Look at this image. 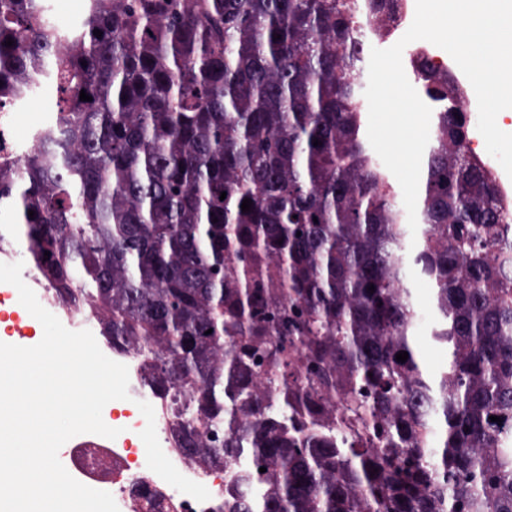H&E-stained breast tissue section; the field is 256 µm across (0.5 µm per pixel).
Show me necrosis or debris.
Masks as SVG:
<instances>
[{"label":"necrosis or debris","instance_id":"1","mask_svg":"<svg viewBox=\"0 0 512 512\" xmlns=\"http://www.w3.org/2000/svg\"><path fill=\"white\" fill-rule=\"evenodd\" d=\"M406 26L405 7H398L393 17L385 20L374 17L368 9H361L356 22L357 37L363 45L361 63H368L372 48L378 44L398 41ZM50 119L47 112L19 111L0 115V145L10 151L15 160H22L25 151L20 132L46 125ZM22 278L33 289L39 303L57 316L67 329L94 332L100 328V317L87 314L79 304L62 302L56 290L45 282L37 266L24 265ZM102 351L110 359L128 367L130 392L138 395V401H146L154 408L157 437L163 452L182 475L204 485L210 497L203 502L197 501L148 469L145 445L139 436L145 427V419L137 407L138 402H126V415L117 419L113 418L111 410H103L102 418L106 424L115 423L121 427L122 432L117 438L86 433L63 445L62 451L69 457L71 476L89 487L111 483L113 490L122 496L127 512H138L140 507L139 501L130 494L132 485L136 483L155 492L154 512H224L223 466H212L183 453L176 440L177 420L166 413L169 398L158 395L148 386L135 349L108 344Z\"/></svg>","mask_w":512,"mask_h":512}]
</instances>
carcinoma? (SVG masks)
Returning <instances> with one entry per match:
<instances>
[{
  "label": "carcinoma",
  "mask_w": 512,
  "mask_h": 512,
  "mask_svg": "<svg viewBox=\"0 0 512 512\" xmlns=\"http://www.w3.org/2000/svg\"><path fill=\"white\" fill-rule=\"evenodd\" d=\"M361 2L87 0L61 30L40 0H0V112L45 72L57 95L24 167L0 156V210L60 295L175 389L179 447L230 471L224 512H512V259L490 260L512 203L457 154L466 100L423 62L430 232L408 247L366 137ZM409 267L450 354L435 378ZM406 279L410 282V287L413 288L415 297L414 317L412 321L414 336H418V355L423 369L428 374L441 372L448 363V352L430 339V332L436 319L433 290L426 281L421 279L414 272V270L408 269ZM435 355L439 356L441 361L440 369L438 370L433 369L429 362V357Z\"/></svg>",
  "instance_id": "1"
}]
</instances>
